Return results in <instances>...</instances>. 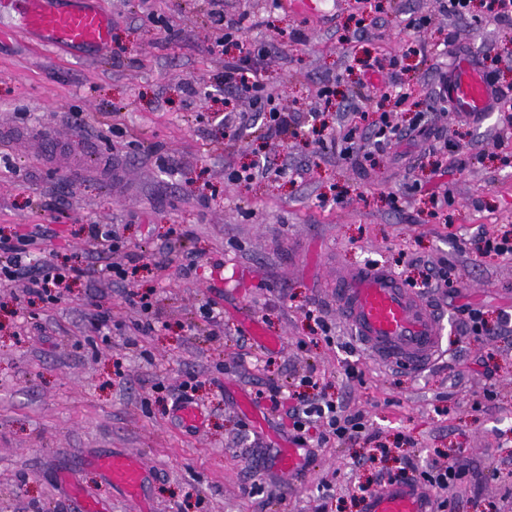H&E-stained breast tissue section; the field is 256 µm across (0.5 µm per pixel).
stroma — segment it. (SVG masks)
I'll return each instance as SVG.
<instances>
[{
	"instance_id": "obj_1",
	"label": "stroma",
	"mask_w": 512,
	"mask_h": 512,
	"mask_svg": "<svg viewBox=\"0 0 512 512\" xmlns=\"http://www.w3.org/2000/svg\"><path fill=\"white\" fill-rule=\"evenodd\" d=\"M379 2L363 16L354 0L312 16L271 0H224L226 14H246L248 42L278 39L263 78L299 123L282 141L258 132L230 141L216 124L224 58L238 49L213 51L221 31L208 0H101L111 37L89 59L0 33V228L53 232L34 266L82 253L89 224L114 225L129 247L147 249L128 284L84 277L56 306L16 302L21 282L0 286V512H70L61 477L71 470L112 512H139L90 462L115 448L149 470L152 512H362L350 499L358 484L399 458L423 465L441 455L475 472L452 512H512V324L479 342L462 311L478 308L492 323L512 316V260L476 250L478 233L512 226V123L494 111L459 122L443 111L435 74L464 55L512 86V25L473 23L481 0L460 20L439 0ZM412 15L427 20L428 56L408 51ZM293 31L304 42H292ZM386 56L398 57L413 93L394 122L407 127L423 112L430 134L370 163L319 148L309 121L318 89L329 82L351 100L365 63ZM189 81L198 95L186 94ZM74 111L82 126L70 122ZM440 139L448 148L433 153ZM264 158L296 177L227 181L228 169ZM445 188L454 203L432 215L429 196ZM364 262L413 280L448 264L450 281L421 294L443 325V355L421 372L372 360L331 304L337 271ZM128 286L154 292L163 321L135 347ZM209 302L223 312L214 337L202 314ZM98 308L110 335L91 317ZM311 309L321 323L307 318ZM251 322L279 348L260 345ZM350 363L362 381L347 378ZM310 369L326 395L365 414L371 438L314 449L294 479L270 469L288 441L277 416L257 430L236 397L267 409L262 392ZM189 376L205 414L195 432L176 421L164 391ZM401 434L412 444H399ZM383 447L384 465L357 466Z\"/></svg>"
}]
</instances>
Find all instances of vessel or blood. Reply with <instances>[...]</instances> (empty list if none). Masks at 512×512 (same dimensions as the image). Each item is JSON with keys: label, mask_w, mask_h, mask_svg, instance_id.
<instances>
[{"label": "vessel or blood", "mask_w": 512, "mask_h": 512, "mask_svg": "<svg viewBox=\"0 0 512 512\" xmlns=\"http://www.w3.org/2000/svg\"><path fill=\"white\" fill-rule=\"evenodd\" d=\"M2 13L16 16V33L35 34L45 44L88 54L107 44L112 26L99 0H80L76 5L61 0H0ZM447 93L455 111L479 120L491 110L496 88L473 60L462 57L448 72ZM335 294L340 317L373 360L414 373L430 363L440 344L439 318L394 274L377 266L346 270L336 276ZM94 464L111 487L140 499L147 470L136 456L115 451L97 457ZM273 468L298 474L299 449H282ZM63 484L76 512H106L102 501L85 491L77 473L64 475ZM365 512H432V508L421 482L409 479L368 494Z\"/></svg>", "instance_id": "obj_1"}]
</instances>
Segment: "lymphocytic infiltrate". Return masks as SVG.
Masks as SVG:
<instances>
[{"instance_id": "f902f5d3", "label": "lymphocytic infiltrate", "mask_w": 512, "mask_h": 512, "mask_svg": "<svg viewBox=\"0 0 512 512\" xmlns=\"http://www.w3.org/2000/svg\"><path fill=\"white\" fill-rule=\"evenodd\" d=\"M212 17L215 24L224 29L223 35L215 40L216 47L222 49L234 45L239 49L238 56L224 61V90L232 97L231 102L225 105V135L237 140L252 128L248 114L239 111L235 105L236 99L242 97L260 103L265 138L280 140L296 134L298 123L295 113L282 106L280 94L267 87L262 79V68L277 53L275 43L247 42L243 18L229 17L220 11L213 12ZM409 98V93L400 90L382 94L381 99L388 103L389 108L380 112L373 122L379 134L378 140L374 142L364 136L356 121L362 113L361 107L349 104L348 110L354 114L355 119L340 127L337 134L331 135L330 143H343L345 156L358 153L364 160H373L376 149L382 146L381 135L398 131L397 125L390 119L391 113L406 111ZM44 236V231L39 229L10 234L0 231V284L7 286L16 280H23V302L55 305L62 300L70 284L88 276L90 270L78 263L58 266L47 262L38 268L30 267L26 259L30 251L42 243ZM87 246L89 252L109 256V263L100 268L99 275L113 283L127 280L130 268L135 267L144 256L143 251L130 249L113 232L98 224L89 225ZM288 414L293 420L294 440L301 445L312 443L320 446L332 440L344 443L360 438L366 431L362 412L347 414L335 401L312 400L302 393L297 394L296 402L290 406ZM469 473L468 463L457 458L431 463L423 470L407 459L397 472L381 474L380 480L386 483L409 478L420 479L435 489L439 497L438 508L440 512H446L449 492L467 482Z\"/></svg>"}]
</instances>
